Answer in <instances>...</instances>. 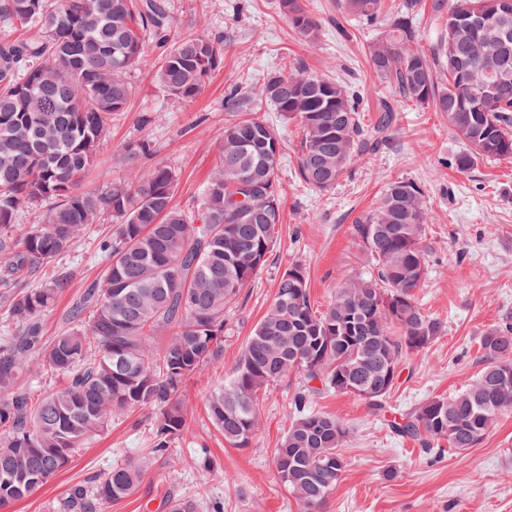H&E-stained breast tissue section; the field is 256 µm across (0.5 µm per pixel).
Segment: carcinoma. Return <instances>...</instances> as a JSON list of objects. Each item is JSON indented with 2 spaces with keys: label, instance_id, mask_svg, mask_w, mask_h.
<instances>
[{
  "label": "carcinoma",
  "instance_id": "1",
  "mask_svg": "<svg viewBox=\"0 0 512 512\" xmlns=\"http://www.w3.org/2000/svg\"><path fill=\"white\" fill-rule=\"evenodd\" d=\"M303 39L318 19L304 0H278ZM344 17L371 21L382 0H338ZM0 21L22 36L0 44V279L17 280L67 253L103 216L117 223L104 278L70 312L72 326L41 343L40 316L71 287L64 273L19 292L6 318L22 331L0 336V509L29 497L66 468L78 449L115 416L143 406L159 411L152 458H162L186 427V382L224 346L226 312L265 265L282 223L277 171L281 139L246 114L224 125L219 161L194 212L175 202L179 178L165 165L134 171L104 190L83 187L112 114L128 108L126 74L143 58L141 33L168 32L160 0H0ZM437 37L419 47L407 7L369 48L374 72L404 98L448 116L464 144L461 173L480 161L512 157V0H453L437 17ZM224 60V42L204 35L172 39L154 79L184 101L201 92ZM266 103L300 126L298 168L309 187H334L352 157L370 149L395 121L384 106L362 123L349 88L298 62L267 74L247 91L224 96V110ZM147 140L126 145L124 161L151 156ZM50 203L40 227L14 224L22 207ZM427 212L420 186L389 183L379 205L355 224L371 270L341 281L323 311L313 310L308 279L296 264L243 347L223 386L205 396L212 425L237 447L259 428L260 396L284 377L298 383L292 421L275 449L277 477L302 512H323L342 480L348 429L312 409L323 393L353 394L380 414L407 360L428 348L445 323L425 313L415 291L428 274L422 246ZM165 334L153 349L154 336ZM485 366L448 398L426 400L390 421L426 453L464 451L481 443L512 411V324L481 337ZM36 361L65 384L35 402L19 386ZM148 462H121L76 485L58 512H108L132 495ZM167 512H200L191 498H171Z\"/></svg>",
  "mask_w": 512,
  "mask_h": 512
}]
</instances>
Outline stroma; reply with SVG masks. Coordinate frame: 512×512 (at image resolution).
I'll use <instances>...</instances> for the list:
<instances>
[{
	"instance_id": "35a3bbf8",
	"label": "stroma",
	"mask_w": 512,
	"mask_h": 512,
	"mask_svg": "<svg viewBox=\"0 0 512 512\" xmlns=\"http://www.w3.org/2000/svg\"><path fill=\"white\" fill-rule=\"evenodd\" d=\"M165 2L176 32L223 38L224 62L197 98L168 96L154 82L166 45L146 31L144 59L128 74L129 107L113 115L98 164L84 181L87 188L102 190L125 179L130 171L122 159L126 143L146 138L154 144L152 163L169 166L179 176L178 206L193 209L232 118L224 109L225 94L296 60L356 91L364 124H372L386 105L398 120L387 143L356 155L336 187L320 191L299 177L302 134L297 123L262 108L261 118L282 141L278 241L230 311L219 357L188 381L182 393L188 422L171 455L150 459L157 411L136 409L113 420L65 469L7 512H56L75 483L94 481L113 463L146 458L151 465L137 491L114 502L108 512H166L164 503L172 497L197 499L204 512H211L217 501L224 512H297L273 468L274 450L291 422L288 399L297 377H286L262 396L259 430L246 448L232 446L212 426L204 397L230 374L288 268L304 267L317 310L327 307L343 279L368 270L354 226L378 205L385 187L400 179L424 191L429 273L416 295L426 313L445 322L446 331L408 361L386 416L374 414L350 394L315 398L316 409L335 415L349 431L342 449L345 473L324 512H512V412L502 415L477 447L438 455L423 452L386 425L387 418L472 383L485 364L483 334L512 318V159L484 161L458 172L454 158L462 145L446 116L400 97L370 65L369 43L406 0H383V12L372 23L342 20L336 0H307L320 23L317 40L310 42L295 33L276 0ZM115 228L111 218H104L63 256L19 279L15 287L1 285L0 335L12 329L3 311L14 291L42 287L60 271L70 275L72 286L43 314L42 339L51 341L70 327L73 304L104 275L108 256L101 246L111 241Z\"/></svg>"
}]
</instances>
